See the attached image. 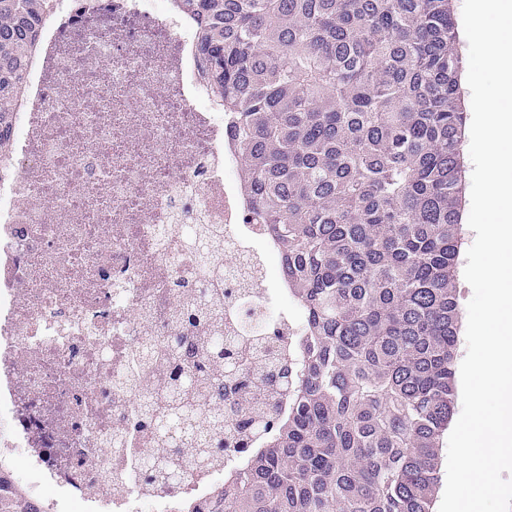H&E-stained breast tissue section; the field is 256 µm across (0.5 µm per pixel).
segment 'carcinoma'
<instances>
[{
  "instance_id": "1",
  "label": "carcinoma",
  "mask_w": 512,
  "mask_h": 512,
  "mask_svg": "<svg viewBox=\"0 0 512 512\" xmlns=\"http://www.w3.org/2000/svg\"><path fill=\"white\" fill-rule=\"evenodd\" d=\"M54 0H0V162ZM195 31L241 157L247 220L282 254L300 358L219 334L169 338L141 455L174 487L181 448L248 459L177 512H433L456 404L465 112L452 0H171ZM191 318L209 314L195 287ZM0 512H43L0 472Z\"/></svg>"
}]
</instances>
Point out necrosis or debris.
<instances>
[{
	"instance_id": "necrosis-or-debris-1",
	"label": "necrosis or debris",
	"mask_w": 512,
	"mask_h": 512,
	"mask_svg": "<svg viewBox=\"0 0 512 512\" xmlns=\"http://www.w3.org/2000/svg\"><path fill=\"white\" fill-rule=\"evenodd\" d=\"M169 0H58L41 30L0 171V457L45 512H173L208 497L241 456L193 469L175 492L135 462L130 425L184 329L180 283L224 297L213 313L247 342L303 325L278 249L246 223L237 154Z\"/></svg>"
}]
</instances>
